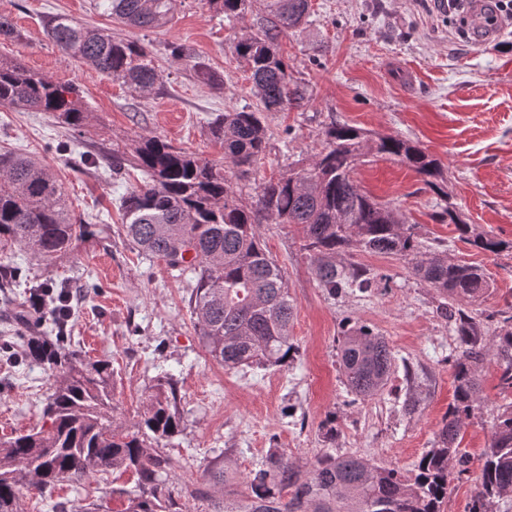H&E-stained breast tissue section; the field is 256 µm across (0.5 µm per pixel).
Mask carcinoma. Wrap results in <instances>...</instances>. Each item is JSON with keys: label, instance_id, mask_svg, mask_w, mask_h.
<instances>
[{"label": "carcinoma", "instance_id": "obj_1", "mask_svg": "<svg viewBox=\"0 0 512 512\" xmlns=\"http://www.w3.org/2000/svg\"><path fill=\"white\" fill-rule=\"evenodd\" d=\"M224 20L241 22L234 50L250 72L263 109L246 107L209 122L224 144L225 164L177 149L157 136H143L134 165L145 180L122 197L123 231L138 253L193 274L188 307L206 353L225 368L254 364L285 366L298 348L291 334L294 304L281 267L268 251L258 225L275 219L300 229L301 249L310 258L319 287L336 298L369 291L374 273L342 255L356 252L410 258L412 273L435 293L436 312L453 325L455 347L448 353L454 370V401L436 438L414 465L409 479L394 468L349 454L325 453L305 466L273 448L247 477L248 492L226 490L228 468H213L192 497L215 501L216 512H443L448 484L468 472L460 435L481 403L476 370L489 355L500 366L501 391L512 394V315L490 311L477 318L463 306L490 288L480 267L451 261L435 247H424L417 227L391 206L363 191L353 173L369 151L411 168L425 188L445 199L442 164L419 144L399 137L372 136L361 128L330 121L324 150L310 166L292 168L255 187L242 200L233 178L249 172L265 151L268 131L263 112L298 107L302 83L288 73L280 39L311 16L310 0H209ZM95 7L120 24L155 29L172 24L177 0H97ZM255 14L250 25L249 14ZM47 37L68 58L93 66L109 78L146 95L160 80L150 51L141 42L115 37L58 15L46 23ZM0 106L49 112L81 130L88 118L80 89L56 83L17 60H0ZM441 215L455 224L472 247L497 253L502 242L460 224L453 210ZM94 235L92 225L75 217L55 170L21 154H0V254L20 247L47 267ZM25 286L52 307L50 335L21 337L3 349L16 360L45 366L54 377L42 409L44 423L0 439V512H23L24 498L44 494L60 482L80 483L109 470L130 472L134 489H112L126 502L121 512H182L172 486V464L157 452L159 443L182 431L181 396L173 376L157 379L153 392L128 427L115 412L113 370L91 361L65 333L69 314L65 285L28 278L27 269L8 263L0 288ZM339 369L350 393L373 398L383 392L396 366L386 339L359 322H345L338 339ZM512 495V402L494 416L489 448L468 512H496V500Z\"/></svg>", "mask_w": 512, "mask_h": 512}]
</instances>
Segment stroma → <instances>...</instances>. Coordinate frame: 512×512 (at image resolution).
Returning <instances> with one entry per match:
<instances>
[{
	"label": "stroma",
	"instance_id": "obj_1",
	"mask_svg": "<svg viewBox=\"0 0 512 512\" xmlns=\"http://www.w3.org/2000/svg\"><path fill=\"white\" fill-rule=\"evenodd\" d=\"M58 14L148 44L161 74L152 93L141 95L65 57L44 32L46 20ZM0 15L17 31L16 38L0 39V59L18 58L55 81L76 84L88 112L86 126L73 132L46 113L0 106V153H26L53 166L71 209L96 229L54 267L38 265L23 252L15 260L40 279L72 282V343L91 359L110 361L124 423L135 422L158 376L174 375L183 430L161 452L173 463L183 512H213L210 501L185 491L210 465L226 462L228 490L242 492L245 477L272 448L301 464L333 449L410 475L453 401L446 357L455 336L408 259L355 253L354 261L376 273L375 286L367 294L332 299L299 248L298 227L261 225L294 301L298 353L283 367L227 370L203 347L187 305L186 279L164 262L138 256L123 235L121 198L142 174L130 166L113 173V157L131 156L139 136L155 135L218 161L224 148L211 137L208 120L234 108H260L249 72L232 49L233 26L207 0H178L173 24L157 29L121 26L92 0H0ZM171 42L185 44L192 62L172 61L166 52ZM280 53L310 97L301 107L266 113L268 145L249 177L237 182L242 199H250L258 180L311 163L325 146L323 129L330 121L416 141L444 165L447 201L387 157H366L355 180L420 225L449 259L485 270L491 287L482 308L512 304V251L477 250L440 217L448 204L475 232L512 241V31L489 43L461 38L454 19L439 17L432 0H312L309 23L282 37ZM199 65L217 76V84L196 73ZM349 319L384 336L396 356L389 384L372 399H356L339 370L338 336ZM477 374L482 402L460 443L470 472L452 483L444 512H467L494 410L504 399L496 357H487ZM52 382L40 367L0 358V436L42 425V402ZM410 397L418 405L409 414L404 402ZM330 417L337 429L332 444L319 432ZM133 485L128 472L99 474L58 485L51 501L67 502L74 512L96 500L120 512L112 491Z\"/></svg>",
	"mask_w": 512,
	"mask_h": 512
}]
</instances>
